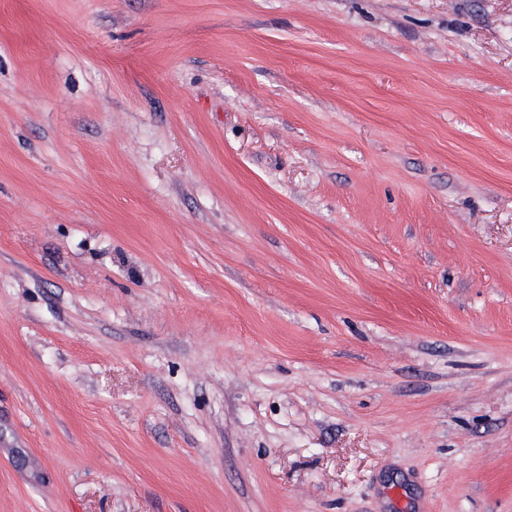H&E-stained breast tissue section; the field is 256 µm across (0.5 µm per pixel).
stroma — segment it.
I'll list each match as a JSON object with an SVG mask.
<instances>
[{
    "label": "stroma",
    "mask_w": 512,
    "mask_h": 512,
    "mask_svg": "<svg viewBox=\"0 0 512 512\" xmlns=\"http://www.w3.org/2000/svg\"><path fill=\"white\" fill-rule=\"evenodd\" d=\"M0 512H512V0H0Z\"/></svg>",
    "instance_id": "35a3bbf8"
}]
</instances>
